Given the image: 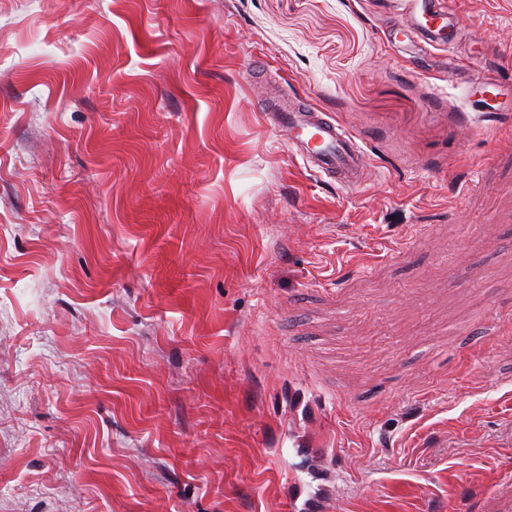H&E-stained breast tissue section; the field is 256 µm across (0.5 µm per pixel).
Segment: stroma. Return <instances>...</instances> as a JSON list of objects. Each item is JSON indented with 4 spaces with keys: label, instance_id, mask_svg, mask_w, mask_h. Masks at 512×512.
<instances>
[{
    "label": "stroma",
    "instance_id": "35a3bbf8",
    "mask_svg": "<svg viewBox=\"0 0 512 512\" xmlns=\"http://www.w3.org/2000/svg\"><path fill=\"white\" fill-rule=\"evenodd\" d=\"M512 67V0H451ZM380 0H0V512H474L512 474V117ZM307 93L368 180L258 112ZM332 453L314 466L303 451ZM261 112L265 124L309 173L332 179L345 189L366 182V153L355 136L314 107L308 94L288 96L284 90Z\"/></svg>",
    "mask_w": 512,
    "mask_h": 512
}]
</instances>
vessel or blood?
I'll list each match as a JSON object with an SVG mask.
<instances>
[{
	"mask_svg": "<svg viewBox=\"0 0 512 512\" xmlns=\"http://www.w3.org/2000/svg\"><path fill=\"white\" fill-rule=\"evenodd\" d=\"M393 13L390 35L413 36L412 53L425 57L441 49L449 60H456L464 31L454 8L444 0H395ZM261 112L265 124L309 173L345 189L366 182V154L355 136L314 107L308 94L280 93ZM479 512H512L511 478H498L487 486Z\"/></svg>",
	"mask_w": 512,
	"mask_h": 512,
	"instance_id": "1",
	"label": "vessel or blood"
}]
</instances>
